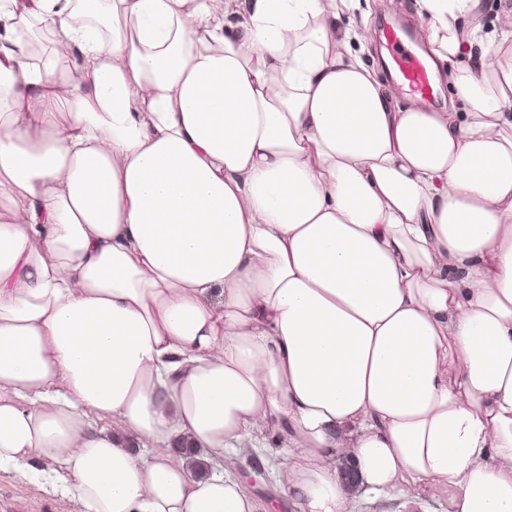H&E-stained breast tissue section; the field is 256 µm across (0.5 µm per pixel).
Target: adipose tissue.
Returning a JSON list of instances; mask_svg holds the SVG:
<instances>
[{
    "mask_svg": "<svg viewBox=\"0 0 512 512\" xmlns=\"http://www.w3.org/2000/svg\"><path fill=\"white\" fill-rule=\"evenodd\" d=\"M419 2L467 111L393 108L358 0H0V470L256 512L269 433L293 512H512V25ZM232 458V462L241 472L247 473L256 479L253 484L256 499L260 505L259 511H268L269 503L276 502L280 496L278 484V472L282 465L288 464V455L281 454L271 456L264 448L250 449L246 452H229L225 454V460ZM264 471L269 476V481H265L262 476H257L256 471ZM277 503V502H276ZM278 504V503H277ZM278 504L277 512H289ZM454 489L442 487L423 495L418 512H448L449 499ZM353 512H408L404 507L405 497L395 494L389 498H376L373 494H365L358 489L353 492Z\"/></svg>",
    "mask_w": 512,
    "mask_h": 512,
    "instance_id": "1",
    "label": "adipose tissue"
}]
</instances>
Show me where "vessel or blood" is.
<instances>
[{
	"instance_id": "1",
	"label": "vessel or blood",
	"mask_w": 512,
	"mask_h": 512,
	"mask_svg": "<svg viewBox=\"0 0 512 512\" xmlns=\"http://www.w3.org/2000/svg\"><path fill=\"white\" fill-rule=\"evenodd\" d=\"M382 37L390 57L392 76L398 86L410 95L432 98L434 73L425 58L414 49V33L400 23L387 27Z\"/></svg>"
}]
</instances>
